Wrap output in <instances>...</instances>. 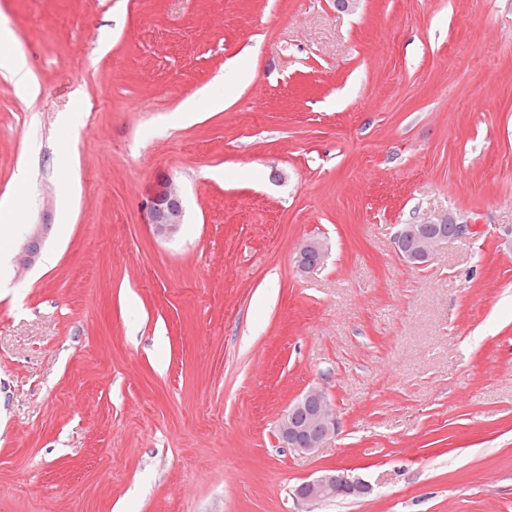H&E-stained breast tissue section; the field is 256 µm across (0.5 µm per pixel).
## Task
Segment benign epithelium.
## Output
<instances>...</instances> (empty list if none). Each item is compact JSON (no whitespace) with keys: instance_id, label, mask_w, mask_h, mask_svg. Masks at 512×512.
<instances>
[{"instance_id":"1","label":"benign epithelium","mask_w":512,"mask_h":512,"mask_svg":"<svg viewBox=\"0 0 512 512\" xmlns=\"http://www.w3.org/2000/svg\"><path fill=\"white\" fill-rule=\"evenodd\" d=\"M183 199L176 185L160 177L152 186L146 204V222L160 239L176 238L184 224ZM47 224H36L27 234L21 250L15 257L19 270L32 267L38 258ZM475 226L463 224L454 214L440 216L420 224H405L396 234L399 256L408 265L422 267L431 260L437 248L450 240L466 237ZM326 255L323 241L310 239L297 249V267L308 272L320 266ZM338 423L334 406L326 392L312 387L299 395L288 406L278 421L279 435L289 448L300 454L314 453L336 435ZM370 487L347 470L329 468L294 489V496L307 504H319L339 498H357L367 494Z\"/></svg>"}]
</instances>
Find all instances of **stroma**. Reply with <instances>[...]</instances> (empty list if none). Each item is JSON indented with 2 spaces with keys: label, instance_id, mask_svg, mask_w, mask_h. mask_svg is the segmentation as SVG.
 I'll use <instances>...</instances> for the list:
<instances>
[{
  "label": "stroma",
  "instance_id": "35a3bbf8",
  "mask_svg": "<svg viewBox=\"0 0 512 512\" xmlns=\"http://www.w3.org/2000/svg\"><path fill=\"white\" fill-rule=\"evenodd\" d=\"M0 25L38 86L0 77V512H512V0H0ZM161 174L172 240L143 218ZM448 212L477 235L406 265L399 226ZM319 384L338 431L300 455L277 422ZM328 467L370 492L294 497ZM183 199L176 185L160 177L152 186L146 204V222L160 239L176 238L184 224ZM34 227L27 234L21 250L15 257L18 270H28L38 258L43 243L44 235L49 229L45 224H33ZM297 267L301 272H309L320 266L326 255V246L318 239L306 240L296 252Z\"/></svg>",
  "mask_w": 512,
  "mask_h": 512
}]
</instances>
